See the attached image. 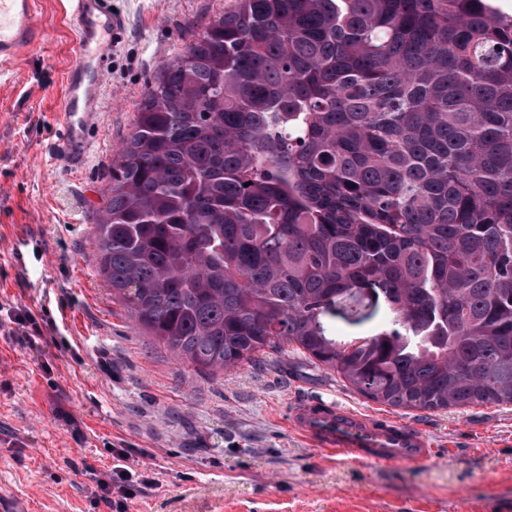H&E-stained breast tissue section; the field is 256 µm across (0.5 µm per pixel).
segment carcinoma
Instances as JSON below:
<instances>
[{
	"label": "carcinoma",
	"instance_id": "1",
	"mask_svg": "<svg viewBox=\"0 0 512 512\" xmlns=\"http://www.w3.org/2000/svg\"><path fill=\"white\" fill-rule=\"evenodd\" d=\"M93 242L154 343L287 349L407 410L512 404V19L488 0H239L149 87ZM370 283L390 323L340 342Z\"/></svg>",
	"mask_w": 512,
	"mask_h": 512
}]
</instances>
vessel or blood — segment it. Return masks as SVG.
<instances>
[{"label": "vessel or blood", "mask_w": 512, "mask_h": 512, "mask_svg": "<svg viewBox=\"0 0 512 512\" xmlns=\"http://www.w3.org/2000/svg\"><path fill=\"white\" fill-rule=\"evenodd\" d=\"M77 29L76 60L66 73V95L60 105L62 135L58 152L78 165L89 148L88 130L98 112L100 79L112 49V33L122 26L109 0H68ZM38 0H0V70L40 40ZM16 255L20 267L44 257L38 237H23ZM289 422L316 446L341 452L368 465L429 464L433 452L416 428L366 415L337 403L306 400L294 404Z\"/></svg>", "instance_id": "vessel-or-blood-1"}]
</instances>
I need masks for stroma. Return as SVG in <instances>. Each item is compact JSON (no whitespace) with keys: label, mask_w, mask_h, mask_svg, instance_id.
<instances>
[{"label":"stroma","mask_w":512,"mask_h":512,"mask_svg":"<svg viewBox=\"0 0 512 512\" xmlns=\"http://www.w3.org/2000/svg\"><path fill=\"white\" fill-rule=\"evenodd\" d=\"M237 0H112L101 110L80 169L54 156L74 55L65 0H39L44 34L0 73V308L27 309L38 348L0 327V497L25 512H109L97 478L114 449L154 479L128 512H512V405L403 410L364 398L293 351L209 378L156 346L116 301L91 238L109 166L147 87ZM39 233V278L17 272V236ZM389 322L384 305L328 319L338 341ZM322 398L427 436L433 465L371 466L310 445L288 424Z\"/></svg>","instance_id":"1"}]
</instances>
